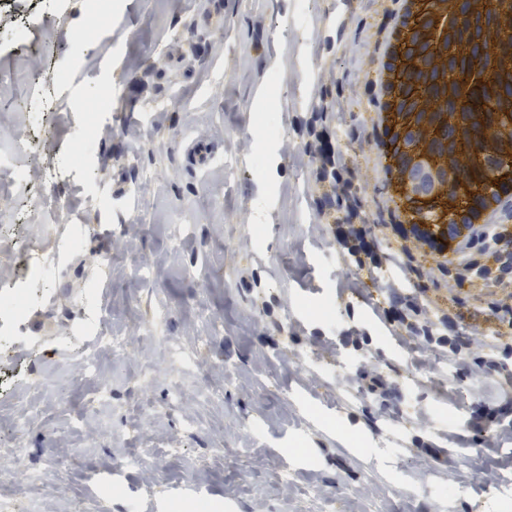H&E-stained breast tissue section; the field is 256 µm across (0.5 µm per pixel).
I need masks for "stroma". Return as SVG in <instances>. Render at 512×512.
Instances as JSON below:
<instances>
[{
	"mask_svg": "<svg viewBox=\"0 0 512 512\" xmlns=\"http://www.w3.org/2000/svg\"><path fill=\"white\" fill-rule=\"evenodd\" d=\"M85 2L0 9V72L40 80L62 103L47 119L24 85L10 87L0 161L63 173L53 186L0 181V259L28 296L0 337V441L21 450L0 464V491L20 512H75L118 468L109 512H154L160 500L164 512H512V437L501 434L512 355L476 368L512 322V277L465 281L461 326L478 336L424 359L348 288L367 274L345 265L331 234L346 201L316 206L328 184L305 121L323 112L361 217L381 252L395 248L373 167L382 96L370 72L398 0H111L103 25ZM268 110L279 136L260 120ZM23 124L49 142L31 158L13 151ZM200 140L215 150L203 168L186 156ZM47 197L59 223L32 224ZM29 230L45 255L13 251L12 235ZM107 253L111 265L99 264ZM135 334L139 351H103L97 374L77 378L96 337ZM164 337L202 362L215 398L197 402L194 377L168 375ZM144 354L157 372L136 389ZM365 362L394 380L392 402L363 395ZM22 406L36 411L23 426ZM63 436L81 453L48 468ZM33 481L44 489L32 500Z\"/></svg>",
	"mask_w": 512,
	"mask_h": 512,
	"instance_id": "35a3bbf8",
	"label": "stroma"
}]
</instances>
